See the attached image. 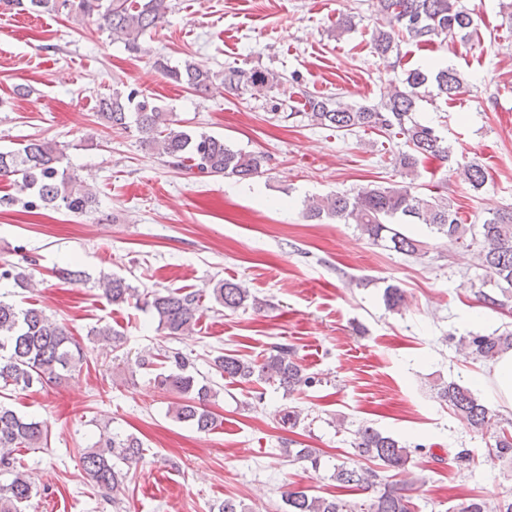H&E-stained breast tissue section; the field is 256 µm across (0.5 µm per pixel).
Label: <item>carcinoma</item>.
I'll return each instance as SVG.
<instances>
[{"instance_id":"1","label":"carcinoma","mask_w":512,"mask_h":512,"mask_svg":"<svg viewBox=\"0 0 512 512\" xmlns=\"http://www.w3.org/2000/svg\"><path fill=\"white\" fill-rule=\"evenodd\" d=\"M16 5L34 11L66 12L76 18H96L109 31L112 41L128 50L139 48L144 34L160 25L170 8V0H14ZM377 11L386 24L376 30L373 49L382 60L399 52L402 42L417 45L436 42L465 43L478 25L475 10L463 0H377ZM156 66L172 81L197 91H208L216 76L185 59L177 65L164 60ZM286 79L258 68L229 66L221 84L234 95L268 94L283 87ZM435 87L437 94L453 101L463 93L464 80L458 70L414 68L405 72L401 86L387 100L374 105L349 104L326 97H310L304 117L314 125L334 128L346 134L377 130L388 136H401L407 150L398 152L395 167L400 180L387 185L370 183L353 193L336 192L308 197L303 211L312 220H335L354 224L372 243L386 242L389 248L408 255H424L428 243L407 234V226L424 225L448 238V244L478 245V259L489 289L474 292L488 308L503 309L512 302V207L492 213L480 224H465L456 204L445 197L418 191L415 179L425 159L448 165L452 173L475 191L487 183L485 168L474 161L461 164L454 158L453 146L432 126L416 120L415 110L421 89ZM97 116L115 129L135 128L140 142L177 164L190 161L201 173L212 176L253 178L262 173L263 155L235 150L224 138L205 132H189L174 126L162 106L136 89H114L97 100ZM64 146L53 138H33L17 150L0 151V179L8 180L18 194L27 198V208L64 209L86 214L97 205L96 197L77 175L64 166ZM12 281L20 288L35 286L34 275L14 266L0 265V282ZM97 287L114 304L136 299L148 307L158 329L168 336L193 330L203 314L201 295L181 289L144 294L126 279L103 275ZM212 299L235 312L260 301L241 282L221 279L212 288ZM90 335L121 345L123 337L110 326L91 330ZM459 351L474 363H489L512 350V332L462 336ZM85 347L67 327L36 307H20L0 298V388L29 389L35 384L59 383L81 368ZM126 363L138 370L166 369L157 373L154 383L165 392H176L181 400L171 407L173 417L199 433L216 425L209 403L216 396L210 382L199 377L194 364L178 351L139 355ZM220 376L245 384L277 383L284 393H302L320 383L307 372L288 345L277 343L260 361L233 354L211 359ZM437 397L471 427L494 438L491 457L512 464V422L490 409L466 386L455 381L436 384ZM47 440L42 422L18 415L0 401V471L10 475L0 486V512H24L36 485L31 475L18 465L21 448H39ZM351 447L356 454L380 462L384 469L406 472L412 465V450L377 428L364 426L352 431ZM144 454L143 441L133 435L106 429L91 446L80 453L79 462L94 484L117 504L125 492L127 474L123 467L138 464ZM291 462L320 463L314 448H288ZM332 478L338 487L367 493L365 500L351 502L334 497L314 496L302 488L284 487L281 497L286 512H413L406 488L386 482L375 469H357L342 462L334 467ZM457 512H512V496L472 498L459 504Z\"/></svg>"}]
</instances>
